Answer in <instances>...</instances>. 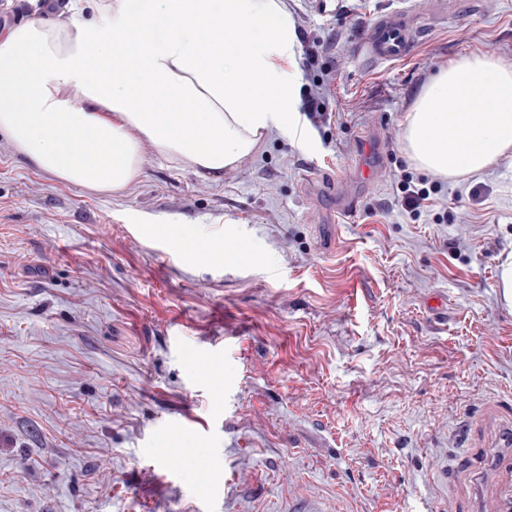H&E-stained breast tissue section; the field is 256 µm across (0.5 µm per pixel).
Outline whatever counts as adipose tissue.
Masks as SVG:
<instances>
[{
    "label": "adipose tissue",
    "mask_w": 512,
    "mask_h": 512,
    "mask_svg": "<svg viewBox=\"0 0 512 512\" xmlns=\"http://www.w3.org/2000/svg\"><path fill=\"white\" fill-rule=\"evenodd\" d=\"M0 32V135L38 170L94 191L141 175V144L220 180L294 123L296 35L283 0H72ZM69 148H62V141ZM404 148L453 178L512 150V65L463 56L406 116Z\"/></svg>",
    "instance_id": "adipose-tissue-1"
}]
</instances>
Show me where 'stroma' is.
<instances>
[{"label":"stroma","mask_w":512,"mask_h":512,"mask_svg":"<svg viewBox=\"0 0 512 512\" xmlns=\"http://www.w3.org/2000/svg\"><path fill=\"white\" fill-rule=\"evenodd\" d=\"M405 59L359 45L398 0H289L300 95L320 80L322 127L297 114L214 182L141 147L125 190H85L30 166L0 136V512H448L468 506L471 450L512 413V151L477 174L415 170L405 118L462 55L512 63V0H407ZM317 46L314 66L305 50ZM376 137L382 166L354 215L331 222L322 175L349 179ZM438 182L413 219L402 171ZM252 262L184 257L161 224ZM210 361L192 375L183 348ZM207 438L156 459L160 431ZM198 442L199 436L189 431H183L181 441H174L168 435H163L155 442L154 454L158 459L177 469L179 473L194 482H206L210 479V474L205 467L195 466L190 470H185L182 466L185 448H193Z\"/></svg>","instance_id":"obj_1"}]
</instances>
